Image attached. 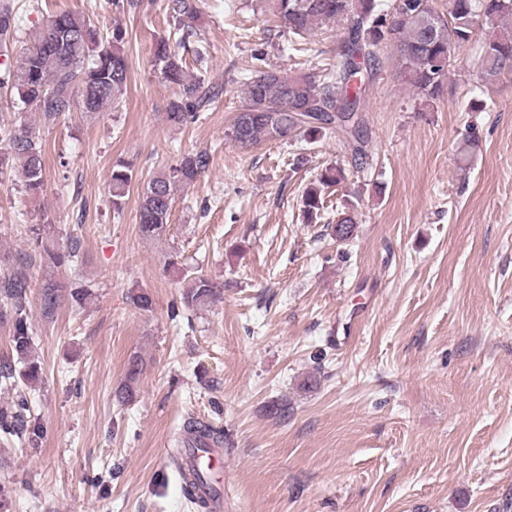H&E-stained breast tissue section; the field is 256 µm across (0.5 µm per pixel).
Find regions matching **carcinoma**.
<instances>
[{"mask_svg": "<svg viewBox=\"0 0 512 512\" xmlns=\"http://www.w3.org/2000/svg\"><path fill=\"white\" fill-rule=\"evenodd\" d=\"M418 10L412 8L392 15L382 0H273L279 31L297 38L292 50L302 51L305 35L319 25H341L334 60L322 75L288 74L270 68L248 80L244 104L225 131V137L243 147L260 142L284 141L292 136L315 139L328 133L348 144L356 159H365L364 94L370 81L381 71L387 58L396 63L399 76L413 94L427 101L443 91L437 81L434 63L440 59L458 61L467 47L475 51L474 68L479 90H488L512 78V0H445L443 9L435 2ZM174 22L175 46L161 40L153 52L154 66L167 83L180 88V95L166 113L173 125L193 120L220 90L204 86L203 80L189 73L185 51L198 37L195 0H168ZM391 22L395 37L385 31ZM486 28L482 42L473 43L480 27ZM19 27L11 0H0V49L9 52L17 41ZM125 31L115 26L109 37L101 35L91 19L72 12L51 16L34 37L14 67L0 69V88L15 91L19 105L38 113L50 124L78 107L98 113L119 102L127 87L131 61L124 50ZM392 56H385L386 50ZM7 149L0 150V174L17 164L25 192L40 195L45 186L44 150L39 137L26 124H13L5 131ZM211 155L206 150L185 154L167 171L151 179L143 188L139 208L141 235L162 240L170 220L175 192L198 180L208 169ZM134 172L130 164L118 162L110 176V204L119 215L125 207ZM346 180L345 169L332 165L310 182L302 195L303 213L309 222L320 217L326 188ZM356 215L342 211L336 223L328 225L329 235L340 242L349 240L355 230ZM33 251L46 265L78 269L82 244L78 237L58 240L50 219L29 228ZM33 261L28 254L15 260V268L0 275V323L11 326V353L0 357V385L16 388L38 379L40 365L33 357V329L29 321L27 269ZM64 285L48 279L41 287L40 308L44 318L54 317L63 298ZM221 287L198 270L192 273L188 288L180 297L181 306L197 311L215 303ZM139 310L152 308L151 295L142 288L129 292ZM143 360L134 355L128 363L126 382L118 392L121 401L136 395L134 385ZM0 432L31 444L44 434L41 423L32 416L27 400L10 410L0 409ZM207 441L224 446V433L213 425L194 418L182 426L180 442ZM202 477L194 472L185 478L186 494L198 507L207 502L195 496Z\"/></svg>", "mask_w": 512, "mask_h": 512, "instance_id": "carcinoma-1", "label": "carcinoma"}]
</instances>
